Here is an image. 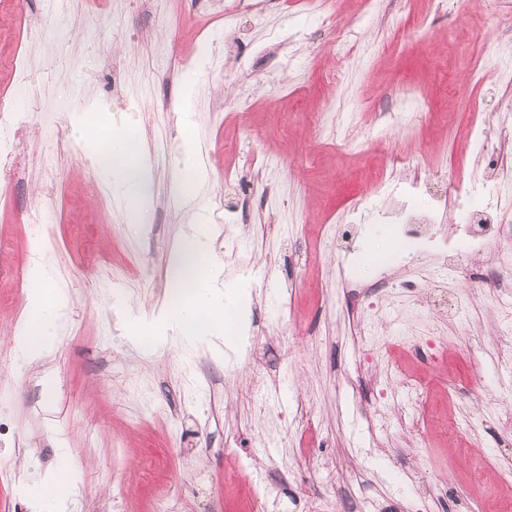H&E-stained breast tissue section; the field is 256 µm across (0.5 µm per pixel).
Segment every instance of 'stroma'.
Returning a JSON list of instances; mask_svg holds the SVG:
<instances>
[{"instance_id": "1", "label": "stroma", "mask_w": 512, "mask_h": 512, "mask_svg": "<svg viewBox=\"0 0 512 512\" xmlns=\"http://www.w3.org/2000/svg\"><path fill=\"white\" fill-rule=\"evenodd\" d=\"M233 5L204 16L195 0L159 14L143 0H0V95L30 114L7 137L0 266L41 257L69 296L55 341L24 363L15 343L32 281L0 277V512H30L19 481L48 470L66 477L70 512H158L164 500L177 512H512L496 470L512 465V315L488 285L512 238L453 276L396 238L402 208L424 233L426 211L456 217L416 183L439 177L450 193L485 179L463 132L471 97L491 109L507 97L498 59L512 53V0ZM338 27L359 47L334 86ZM409 88L424 103L366 133L368 114L395 110ZM93 101L138 127L153 160L142 231L87 158L79 123ZM189 130L207 161L192 179L177 164ZM49 188L55 210L28 222ZM199 204L225 284L248 300L226 358L175 339L142 349L118 319L169 305V256ZM363 316L376 343L359 339ZM429 340L442 360L411 355ZM473 373L475 395L462 387ZM408 376L436 396L415 424ZM442 408L464 434L435 432Z\"/></svg>"}]
</instances>
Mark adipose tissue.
<instances>
[{"mask_svg": "<svg viewBox=\"0 0 512 512\" xmlns=\"http://www.w3.org/2000/svg\"><path fill=\"white\" fill-rule=\"evenodd\" d=\"M102 112L85 117L79 130L81 139L97 149L99 170L105 182L126 206L130 221L141 224L152 199V171L143 154L137 131L125 129L113 133L108 146H101ZM205 214H197L196 223L174 249L169 264L172 289L179 296L171 317L159 316L149 321H132L129 335L149 339L160 347L173 337L191 344L207 342L213 350L224 343V330L239 319L237 310L226 303V290L218 283V270L212 263L209 232ZM33 286L27 297L30 316L24 324V338L16 354L27 361L34 353L51 344L55 329L67 306V294L57 288L54 275L41 262L31 267ZM26 496L32 512H68L69 492L54 474L29 485Z\"/></svg>", "mask_w": 512, "mask_h": 512, "instance_id": "ef3b65f1", "label": "adipose tissue"}]
</instances>
